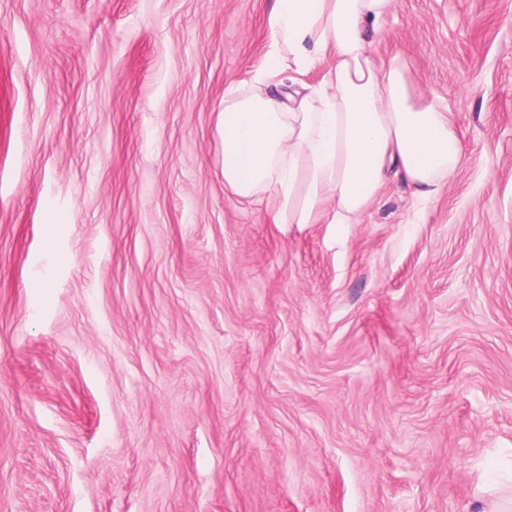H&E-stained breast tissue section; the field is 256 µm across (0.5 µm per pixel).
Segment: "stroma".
<instances>
[{
  "mask_svg": "<svg viewBox=\"0 0 512 512\" xmlns=\"http://www.w3.org/2000/svg\"><path fill=\"white\" fill-rule=\"evenodd\" d=\"M272 0H0V512H466L512 462V0H396L440 195L224 185Z\"/></svg>",
  "mask_w": 512,
  "mask_h": 512,
  "instance_id": "35a3bbf8",
  "label": "stroma"
}]
</instances>
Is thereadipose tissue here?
<instances>
[{
  "instance_id": "obj_1",
  "label": "adipose tissue",
  "mask_w": 512,
  "mask_h": 512,
  "mask_svg": "<svg viewBox=\"0 0 512 512\" xmlns=\"http://www.w3.org/2000/svg\"><path fill=\"white\" fill-rule=\"evenodd\" d=\"M394 0H273L266 66L224 94V184L268 195L275 223L352 224L390 179L421 203L463 164L453 112L417 96L401 53L374 44ZM328 69L317 84L305 75Z\"/></svg>"
}]
</instances>
